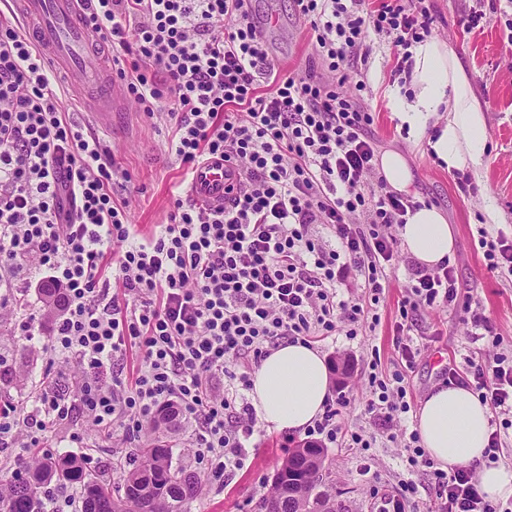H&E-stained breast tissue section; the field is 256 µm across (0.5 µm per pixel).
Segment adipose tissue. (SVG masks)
I'll use <instances>...</instances> for the list:
<instances>
[{
    "label": "adipose tissue",
    "mask_w": 512,
    "mask_h": 512,
    "mask_svg": "<svg viewBox=\"0 0 512 512\" xmlns=\"http://www.w3.org/2000/svg\"><path fill=\"white\" fill-rule=\"evenodd\" d=\"M408 95H392L390 106L410 137L426 140L448 171L477 168L485 152L488 125L472 82L448 43L429 38L411 49ZM400 237L419 262L434 266L451 254L453 232L435 207L407 213ZM331 379L324 356L300 343L280 346L252 374L249 399L265 428L305 430L324 410ZM429 456L442 469L479 465V487L489 500L512 498V470L482 465L491 431L487 405L470 389L436 386L416 414Z\"/></svg>",
    "instance_id": "obj_1"
}]
</instances>
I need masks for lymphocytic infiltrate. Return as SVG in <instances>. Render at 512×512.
<instances>
[{
	"label": "lymphocytic infiltrate",
	"mask_w": 512,
	"mask_h": 512,
	"mask_svg": "<svg viewBox=\"0 0 512 512\" xmlns=\"http://www.w3.org/2000/svg\"><path fill=\"white\" fill-rule=\"evenodd\" d=\"M315 34L320 74L280 69L258 34L248 0H91L86 22L112 51L115 75L147 116L166 111L169 152L184 177L212 156L243 179L224 207L200 205L182 183L170 188L167 223L138 239L128 199H116L120 166L100 137L74 122L50 86L42 54L0 11V271L36 273L64 289L50 345L27 324L32 351L50 348L87 375L79 399L47 383L33 400L44 421L81 411L100 428L139 437L162 409L195 423L192 445L224 481L245 467L262 428L244 392L251 372L283 343L363 336L381 322L380 302L401 252L412 197L375 189L378 141L368 110L340 93L354 78L346 60H366L368 31L403 50L433 33L428 8L405 0H294ZM484 274L512 282V238L477 226ZM458 259L416 267L391 323L393 366L372 353L361 393L365 424L345 427L351 399L337 390L312 442L372 448L399 444L406 478L379 512H500L478 488L475 467L445 471L408 429L410 375L433 339V312H462L472 336L499 345ZM136 353L138 365L124 360ZM493 415L483 459H504L512 428V351L466 356L443 374ZM425 472L432 504L415 480Z\"/></svg>",
	"instance_id": "lymphocytic-infiltrate-1"
}]
</instances>
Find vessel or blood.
Wrapping results in <instances>:
<instances>
[{
	"mask_svg": "<svg viewBox=\"0 0 512 512\" xmlns=\"http://www.w3.org/2000/svg\"><path fill=\"white\" fill-rule=\"evenodd\" d=\"M15 14L34 21L39 43L51 65L68 69L77 85L100 84L104 71L93 51L94 37L80 21L84 0H9ZM238 167L213 158L193 173L189 188L200 204L224 205V189L239 182Z\"/></svg>",
	"mask_w": 512,
	"mask_h": 512,
	"instance_id": "1",
	"label": "vessel or blood"
}]
</instances>
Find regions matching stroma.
Masks as SVG:
<instances>
[{"instance_id":"stroma-1","label":"stroma","mask_w":512,"mask_h":512,"mask_svg":"<svg viewBox=\"0 0 512 512\" xmlns=\"http://www.w3.org/2000/svg\"><path fill=\"white\" fill-rule=\"evenodd\" d=\"M422 4L436 19L434 37L454 47L487 111L489 140L480 173L470 179L471 189L462 190L459 175L439 167L426 143L412 139L394 117L389 96L394 91L406 94L408 88L401 85L395 73L396 50L390 39L374 33L369 35L371 52L362 67L365 88L359 91L348 83L343 92L362 94L374 118L372 130L380 149L394 148L408 157L414 173L416 199L430 201L440 209L452 228L459 278L476 284L477 295L502 345L512 346V283L485 277L482 251L474 235L486 206L492 205L499 213L500 222L490 225V233L512 236V54L502 50L512 34V0H501L494 13L489 10V0H422ZM252 11L256 22L265 25L264 36L275 63L296 76H306L314 39L309 25L295 10L293 0H252ZM474 11L484 12L486 21L483 27L464 32L462 21ZM269 17L275 20L270 27L265 24ZM168 130L166 115L147 117L132 101L113 112L111 128L97 129L99 137L130 177L129 220L142 236L167 222L169 187L183 177L182 169L167 150ZM411 259L406 251L398 259L392 286L380 305L381 323L375 335L354 339L339 335L318 343V350L332 366V387L360 395L356 374L362 371V360L372 348H379L383 366L391 365L394 352L389 324L409 281ZM23 294L26 309L18 311L12 319L0 321V406H9L8 420L12 427L0 439V455L6 457L21 455L20 437L31 426L32 384L52 368L49 353L30 350L23 327L29 313L43 310L38 288L30 286ZM424 325L440 332L441 337L418 358L411 375L414 395L419 401L424 400L433 385L441 383L448 363L463 365L466 355L487 348L486 340L467 336L456 312L429 314ZM194 427V422L187 420L160 431L161 436L176 443L175 463L208 479L203 493L188 505V512H257V504L266 496V486L272 482L277 465L305 438L301 432L266 431L255 450L252 465L239 471L224 486L210 481V469L196 463L189 446ZM41 438L44 448L59 450L63 455L89 456L90 469L94 472L103 471L113 459L131 451L119 428L97 429L78 411L68 419L48 425ZM327 454L329 481L339 491L348 512H376V493L396 491L406 475L404 450L383 439L377 440L368 451L376 464L367 472L362 469L358 449L331 445Z\"/></svg>"}]
</instances>
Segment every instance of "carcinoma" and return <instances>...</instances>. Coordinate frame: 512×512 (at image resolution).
<instances>
[{"label":"carcinoma","mask_w":512,"mask_h":512,"mask_svg":"<svg viewBox=\"0 0 512 512\" xmlns=\"http://www.w3.org/2000/svg\"><path fill=\"white\" fill-rule=\"evenodd\" d=\"M47 313L61 307L59 290L40 289ZM325 449L297 444L277 468L271 491L258 504L264 512L276 500L279 512H347L336 502L325 465ZM78 483L82 489L81 512H185V506L202 491L195 472L173 464L172 446L146 436L140 448L117 465V478L86 474L77 456H58L23 466L0 488V512H42V499L51 485Z\"/></svg>","instance_id":"1"}]
</instances>
